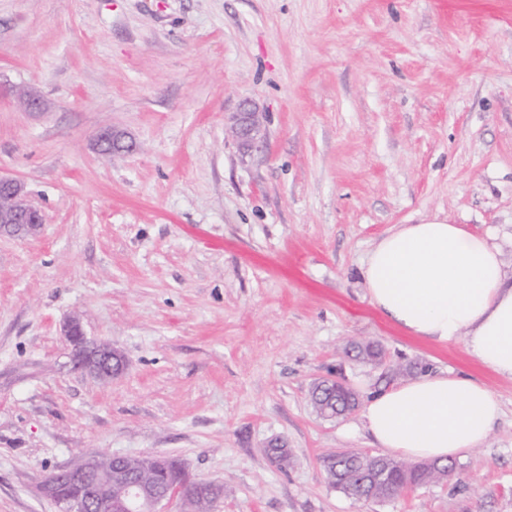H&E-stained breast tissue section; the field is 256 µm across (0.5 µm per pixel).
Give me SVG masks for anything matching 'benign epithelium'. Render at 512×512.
<instances>
[{"instance_id":"benign-epithelium-1","label":"benign epithelium","mask_w":512,"mask_h":512,"mask_svg":"<svg viewBox=\"0 0 512 512\" xmlns=\"http://www.w3.org/2000/svg\"><path fill=\"white\" fill-rule=\"evenodd\" d=\"M18 106L39 114L47 103L35 89L16 92ZM261 127L257 113L243 109L236 114V134L242 148H250L260 138ZM95 147L102 155L112 152H132L137 144L131 137L112 126L99 129ZM0 233L6 226L20 228L18 235L35 236L44 224L40 209L25 200V185L16 178L0 176ZM64 336L73 349L74 367L99 379L118 376L124 367V357L112 344L93 342L86 338L83 326L76 317L64 326ZM176 495L186 501L194 497L197 480L185 464H179ZM40 492L52 499L60 512H164L172 496L161 495L154 487L125 471L113 478L112 465L104 464L97 455L78 465L54 470L39 485Z\"/></svg>"}]
</instances>
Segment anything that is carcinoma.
<instances>
[{
    "label": "carcinoma",
    "mask_w": 512,
    "mask_h": 512,
    "mask_svg": "<svg viewBox=\"0 0 512 512\" xmlns=\"http://www.w3.org/2000/svg\"><path fill=\"white\" fill-rule=\"evenodd\" d=\"M310 402L318 414L326 418H336L357 407V400L349 396L332 384H319L312 388ZM323 466L328 479L332 480L334 486H341L359 493L357 487V474L363 467H376L386 471L384 483L375 486L373 497L383 500L392 497L395 492L407 485L413 484L418 487L438 483L443 478L452 475L455 469L453 462L436 468L421 469L414 464H408L400 460L373 456L371 458L343 457L341 454H334L323 460ZM130 469L143 480L152 483L162 489L167 488L176 479L178 464L173 458L163 462L157 461L152 456H145L133 459L125 463L122 469ZM199 491L190 500L189 512H212L214 503L221 498L224 490L220 486L200 481Z\"/></svg>",
    "instance_id": "carcinoma-1"
}]
</instances>
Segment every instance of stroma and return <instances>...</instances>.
<instances>
[{
  "mask_svg": "<svg viewBox=\"0 0 512 512\" xmlns=\"http://www.w3.org/2000/svg\"><path fill=\"white\" fill-rule=\"evenodd\" d=\"M104 125L139 150L100 156ZM0 175L45 216L0 236V512H59L38 484L91 453L178 457L223 487L214 512H512V379L404 334L363 276L387 230L436 215L512 272V0H0ZM74 316L121 375L75 369ZM409 362L478 378L502 417L458 478L352 500L323 458L379 450L309 391L364 399ZM236 134L241 141L242 148L249 149L252 143L260 138L261 127L257 113L243 109L236 114ZM332 382L336 383V386L319 384L314 386L310 393V402L316 412L330 419L354 410L358 404L356 394L346 384L337 379ZM336 387H340L356 399Z\"/></svg>",
  "mask_w": 512,
  "mask_h": 512,
  "instance_id": "stroma-1",
  "label": "stroma"
}]
</instances>
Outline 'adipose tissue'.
Returning a JSON list of instances; mask_svg holds the SVG:
<instances>
[{"mask_svg":"<svg viewBox=\"0 0 512 512\" xmlns=\"http://www.w3.org/2000/svg\"><path fill=\"white\" fill-rule=\"evenodd\" d=\"M364 277L372 305L405 333L464 342L512 379V278L490 236L437 216L397 224L369 251ZM501 416L482 381L447 370L372 394L360 423L384 454L445 462L479 448Z\"/></svg>","mask_w":512,"mask_h":512,"instance_id":"ef3b65f1","label":"adipose tissue"}]
</instances>
